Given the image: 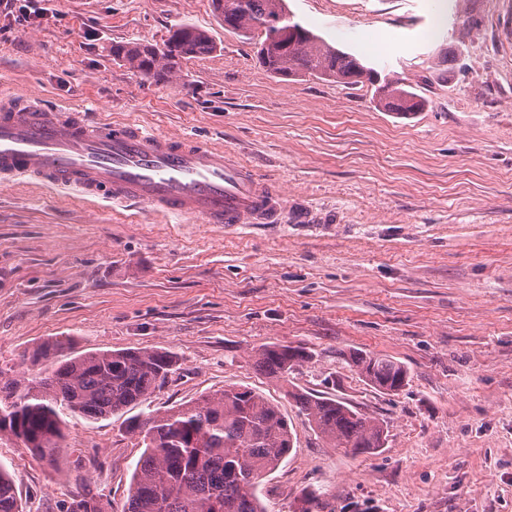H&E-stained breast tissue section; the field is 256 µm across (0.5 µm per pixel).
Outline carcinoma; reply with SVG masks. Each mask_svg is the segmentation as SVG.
<instances>
[{
  "label": "carcinoma",
  "instance_id": "cac0c4a2",
  "mask_svg": "<svg viewBox=\"0 0 512 512\" xmlns=\"http://www.w3.org/2000/svg\"><path fill=\"white\" fill-rule=\"evenodd\" d=\"M224 29L242 36L261 32L260 64L276 77L313 76L356 85L367 82L388 110L415 112L422 103L403 83L383 77L354 56L328 45L292 21L284 0H212ZM158 45L127 42L112 46V56L155 81L180 71L181 61L215 49L210 36L178 25ZM69 337L46 340L24 352L28 371L6 378L0 370V436L20 444L53 466L60 463L65 416L99 420L123 414L162 387L178 364L162 350L88 352L69 356ZM311 354L276 343L256 351V367L288 382ZM349 360L360 376L384 394L407 385L408 368L378 354L353 352ZM313 430L335 448L354 454L381 452L387 427L347 403L298 389L286 390ZM141 438L144 452L132 475L123 512H266L256 494L263 475L278 469L294 448L288 419L279 406L246 386L183 403L163 413L149 412L125 421ZM0 512H23L10 474L0 468ZM68 512H105L101 499L83 497Z\"/></svg>",
  "mask_w": 512,
  "mask_h": 512
}]
</instances>
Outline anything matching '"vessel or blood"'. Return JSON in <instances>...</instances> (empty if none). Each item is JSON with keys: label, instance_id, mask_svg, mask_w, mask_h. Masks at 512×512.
<instances>
[{"label": "vessel or blood", "instance_id": "1", "mask_svg": "<svg viewBox=\"0 0 512 512\" xmlns=\"http://www.w3.org/2000/svg\"><path fill=\"white\" fill-rule=\"evenodd\" d=\"M29 177L83 199L144 205L227 230L243 224H323L288 205L279 183L235 152L136 122L52 109L0 92V178Z\"/></svg>", "mask_w": 512, "mask_h": 512}]
</instances>
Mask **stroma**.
Instances as JSON below:
<instances>
[{
    "label": "stroma",
    "instance_id": "obj_1",
    "mask_svg": "<svg viewBox=\"0 0 512 512\" xmlns=\"http://www.w3.org/2000/svg\"><path fill=\"white\" fill-rule=\"evenodd\" d=\"M39 6L24 25L0 13L1 89L205 137L336 229L227 231L0 182V367L21 372L25 350L69 336L75 355L176 353L145 413L232 385L262 393L294 436L257 486L267 512H289L307 487L335 512H512V0H286L305 28L409 85L423 103L411 114L385 110L367 84L270 76L257 40L226 31L211 0ZM181 24L215 49L176 79L112 57L113 44H159ZM272 343L311 354L293 386L384 421L383 452L322 440L255 368ZM356 350L403 363L408 385L373 389ZM124 420L67 417L57 467L0 438L24 512L82 496L123 512L144 450Z\"/></svg>",
    "mask_w": 512,
    "mask_h": 512
}]
</instances>
